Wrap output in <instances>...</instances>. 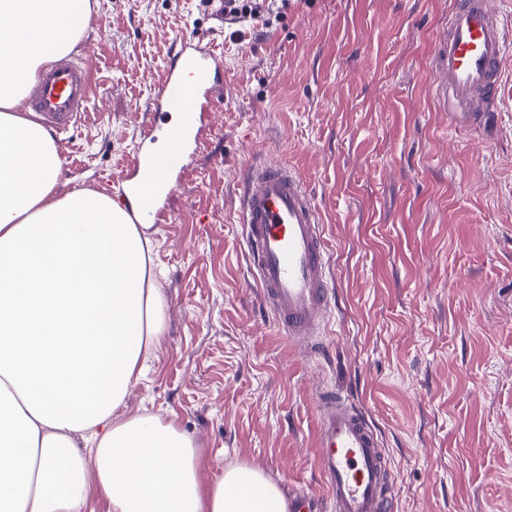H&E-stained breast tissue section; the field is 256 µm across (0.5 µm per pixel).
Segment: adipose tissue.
Segmentation results:
<instances>
[{"mask_svg": "<svg viewBox=\"0 0 512 512\" xmlns=\"http://www.w3.org/2000/svg\"><path fill=\"white\" fill-rule=\"evenodd\" d=\"M90 19V0H0V512H83L98 493L112 512H288L262 472L202 485L174 423L117 415L163 334L147 227L104 194L60 192L53 136L15 112Z\"/></svg>", "mask_w": 512, "mask_h": 512, "instance_id": "obj_1", "label": "adipose tissue"}]
</instances>
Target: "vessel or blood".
I'll use <instances>...</instances> for the list:
<instances>
[{"label":"vessel or blood","mask_w":512,"mask_h":512,"mask_svg":"<svg viewBox=\"0 0 512 512\" xmlns=\"http://www.w3.org/2000/svg\"><path fill=\"white\" fill-rule=\"evenodd\" d=\"M178 53L167 64L154 95L152 122L141 131L140 150L113 184L136 224H164L168 200L204 136L219 74L218 57L202 36L179 35ZM512 57V11L495 0H452L448 26L435 42L434 69L451 128H466L492 112L503 67ZM93 94L90 72L74 56L45 69L24 100L33 119L63 135L78 124ZM182 117L179 150L153 147L156 120ZM248 266L264 306L292 343L318 344L332 314L329 249L319 207L293 167L280 158L252 164L243 180L239 208ZM315 452L321 493L331 512H393L385 486L389 461L368 416L335 390L314 395Z\"/></svg>","instance_id":"obj_1"}]
</instances>
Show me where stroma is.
<instances>
[{
  "instance_id": "35a3bbf8",
  "label": "stroma",
  "mask_w": 512,
  "mask_h": 512,
  "mask_svg": "<svg viewBox=\"0 0 512 512\" xmlns=\"http://www.w3.org/2000/svg\"><path fill=\"white\" fill-rule=\"evenodd\" d=\"M74 48L89 114L59 141L61 190L125 169L182 32L224 58V98L152 227L164 330L119 417L175 421L202 483L241 463L296 495L318 485L313 392L372 421L394 512H512V62L486 121L456 131L432 53L450 0H291L243 41L218 0H91ZM306 179L335 282L319 352L281 336L238 222L246 168Z\"/></svg>"
}]
</instances>
